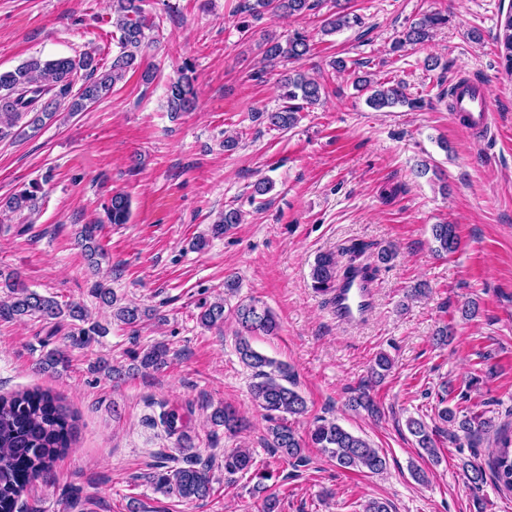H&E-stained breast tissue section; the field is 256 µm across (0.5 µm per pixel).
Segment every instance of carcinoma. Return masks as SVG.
I'll list each match as a JSON object with an SVG mask.
<instances>
[{
  "instance_id": "obj_1",
  "label": "carcinoma",
  "mask_w": 512,
  "mask_h": 512,
  "mask_svg": "<svg viewBox=\"0 0 512 512\" xmlns=\"http://www.w3.org/2000/svg\"><path fill=\"white\" fill-rule=\"evenodd\" d=\"M143 0H112L113 26L120 33L119 52L112 58L109 68L100 70L95 57L83 53L77 57H58L42 60L31 57L16 68L0 71V136L5 130L17 126L25 116H31L28 124L33 128L43 125V120L55 115L60 100L74 96L71 111L77 112L86 104L100 100L107 95L126 74L141 65L144 49L149 45L146 31L153 23L142 8ZM324 0H244L237 10L257 19L269 13L278 18L304 17L318 9ZM337 8L332 19H326L322 31L332 34L344 27L361 24V18L348 12L341 3L333 2ZM448 18L439 13L425 14L410 26L404 38L397 45L421 44L428 40L430 30L447 23ZM501 47L505 72L512 76V9L500 21L499 32L495 37ZM311 51L306 36L296 33L285 42L267 41L264 60H300ZM191 70L186 64L179 77L172 81L167 90L170 111L186 112L195 102L194 78L188 76ZM83 73V83L78 91H73L78 73ZM355 85L368 93L367 103L377 109L408 104L410 100L405 86L400 82H374L358 79ZM282 107L266 113L268 124L279 130L292 128L297 121V113L308 106L317 104L324 91L323 85L303 73H287L280 80ZM36 194L24 190L6 201L12 212L30 210L34 206ZM107 217L112 224H125L130 217V201L126 194L112 195ZM242 221L241 211L229 208L211 227V234L222 236ZM98 225L84 224L77 233L76 242L89 260V268L98 266L95 257L102 255L97 241ZM432 238L437 243V252L451 254L459 247V235L454 224H434ZM369 245L359 242L349 249L348 263L340 264L332 252L320 254L311 272L312 288L323 294L332 292L336 284L356 271L371 281L376 276L378 266L374 263H359L357 259L368 250ZM4 287L8 288L7 299L0 302V317L11 320L37 319L51 323L67 318L70 322L88 321V314L79 304L62 307L52 296L41 295L29 289L16 272L7 274ZM200 322L207 326H221L226 315H232L236 325L235 346L241 363L253 372L254 382L251 394L266 412V445L285 462L303 463L305 442L288 425L287 416L303 415L308 411L305 398L288 386L292 376L288 366L278 363L251 343L254 336L271 335L280 329L273 311L255 300L241 301L236 306L225 309L224 300L203 301L199 304ZM115 316L123 324L135 327L149 316V311L136 305H124L116 309ZM143 369L162 370L170 362L169 348L158 343L134 355ZM69 357L66 349L55 347L47 351L37 362L41 371L58 366L67 367ZM438 418L448 424V436L453 441L461 439L468 447H476L481 437L494 430L498 448L493 452L488 467L467 460L462 463L468 481L478 487L486 482V472H491L494 483L512 491V429L507 425H496L491 418L481 419L468 416L446 406L438 409ZM217 425L224 426L228 433L236 432L239 419L235 411L219 407L211 415ZM75 417L59 397L40 388L26 389L9 396L0 395V512H21L19 490L31 485L42 477L70 447ZM161 422L168 434L183 440V416L171 409L162 413ZM409 432L416 438L417 445L428 455H437L432 433L419 419L407 421ZM311 443L334 459L345 469H365L380 474L387 468L386 457L379 449L372 447L365 439L356 436L339 424L321 420L310 431ZM253 467V456L246 448H234L224 452V474L234 476L246 473ZM211 465L201 461L198 455L186 457L185 465L151 475L157 489L173 494L185 502L202 500L210 496L212 487ZM257 481L253 492L262 496L263 512H278L279 500L268 492L265 481L272 478L268 471L256 473Z\"/></svg>"
}]
</instances>
